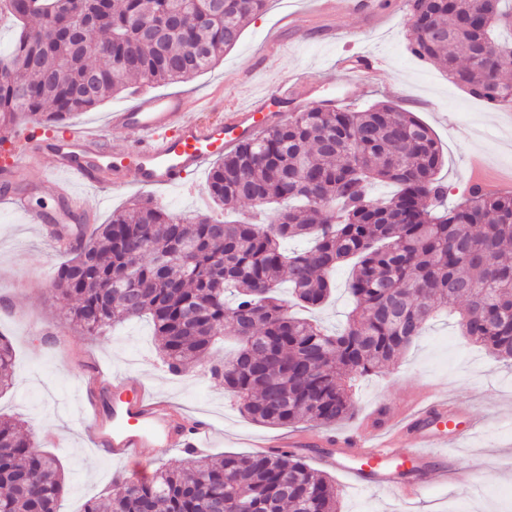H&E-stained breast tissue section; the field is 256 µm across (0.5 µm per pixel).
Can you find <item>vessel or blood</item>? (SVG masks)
Wrapping results in <instances>:
<instances>
[{
	"mask_svg": "<svg viewBox=\"0 0 512 512\" xmlns=\"http://www.w3.org/2000/svg\"><path fill=\"white\" fill-rule=\"evenodd\" d=\"M349 89L376 76L379 63L357 56L345 66ZM310 93L299 81L268 89L262 95L224 103L216 97L134 92L127 106L109 112L103 124L64 128L52 134L27 123L15 128L10 147L0 155V198L10 202L25 223L34 225L46 240L70 247L89 237L84 202L66 182L73 174L86 187L115 190L178 188L205 163L222 157L244 141L254 139L277 115L272 105L303 104ZM219 110L224 119L206 123L202 112ZM118 129L135 132L134 140H108ZM43 158L42 184L51 189L52 202L39 205L33 192H16L14 181L31 154ZM87 376L80 387L81 412L91 430L95 454L119 461L159 456L181 448L193 453L209 445L213 428L203 419H188L167 401L144 389L136 376L113 377L96 360L85 363ZM458 409L448 399L422 392L395 426H365L338 436L297 433L283 440L258 443L259 451L314 448L322 462L351 479L360 489L394 488L403 499L421 496L419 471L441 477L452 460L444 448L455 447L474 435L476 422L455 427Z\"/></svg>",
	"mask_w": 512,
	"mask_h": 512,
	"instance_id": "vessel-or-blood-1",
	"label": "vessel or blood"
}]
</instances>
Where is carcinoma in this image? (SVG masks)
<instances>
[{
  "label": "carcinoma",
  "mask_w": 512,
  "mask_h": 512,
  "mask_svg": "<svg viewBox=\"0 0 512 512\" xmlns=\"http://www.w3.org/2000/svg\"><path fill=\"white\" fill-rule=\"evenodd\" d=\"M268 0H0L20 23L0 52V126L19 117L52 127L145 83L190 79L239 42ZM408 49L438 64L471 96L512 103V51L494 32L512 28V0H406ZM443 156L430 127L386 101L356 110L294 112L211 167L218 208L288 201L273 224L176 217L146 197L93 228L58 265L54 292L68 319L99 337L118 321L150 318L168 371L180 374L231 334L238 349L209 363L210 377L252 420L279 427L333 426L351 418L349 379L397 362L436 314H458L464 336L512 362V193L470 187L447 207ZM395 186L385 198L369 186ZM306 238L286 252V239ZM352 265L346 326L329 333L288 313L322 305L330 272ZM13 349L0 334V389ZM65 477L21 423L0 416V512H59ZM337 512L336 487L292 451L191 454L152 476L112 482L84 512Z\"/></svg>",
  "instance_id": "carcinoma-1"
}]
</instances>
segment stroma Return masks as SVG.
Segmentation results:
<instances>
[{"mask_svg":"<svg viewBox=\"0 0 512 512\" xmlns=\"http://www.w3.org/2000/svg\"><path fill=\"white\" fill-rule=\"evenodd\" d=\"M382 14L372 21L358 11L326 13L318 0H269L264 12L244 28L238 44L207 72L187 82L152 86L155 94L222 90L225 99L258 94L300 78L312 81L309 104L331 102L361 108L388 100L413 113L433 131L443 152L439 176L449 185V202L467 195L475 176L499 192H512V103L488 105L449 80L440 67L422 62L407 48L409 22L404 0H374ZM366 54L380 63L377 75L357 98L344 100L346 73L339 61ZM208 172L194 177L196 192L151 190L169 212L188 216L204 209ZM66 259L53 252L37 230L0 201V333L15 348V382L0 391V415L20 419L37 438L56 437L50 452L65 475L60 512H84L121 472L151 475L183 459L181 450L150 461L115 462L92 452L86 428L77 420L79 386L86 374L82 358L97 357L112 370L136 375L160 396L193 418L209 420L216 435L211 455L249 454L255 441L284 435L281 427L251 421L236 401L201 368L175 375L157 356L148 320L115 325L92 338L71 326L51 291L53 268ZM349 265L333 274L336 288L315 318L329 329L343 325L350 310ZM66 332L67 349H56L46 330ZM450 395L479 422L477 435L452 449L457 473L447 482H426L422 497L404 502L388 490L360 491L335 470L327 475L339 493L340 512H512V368L461 335L455 317L429 322L423 336L400 361L381 373L354 379L356 412L335 425L344 434L361 427L377 403L401 406L426 388Z\"/></svg>","mask_w":512,"mask_h":512,"instance_id":"35a3bbf8","label":"stroma"}]
</instances>
